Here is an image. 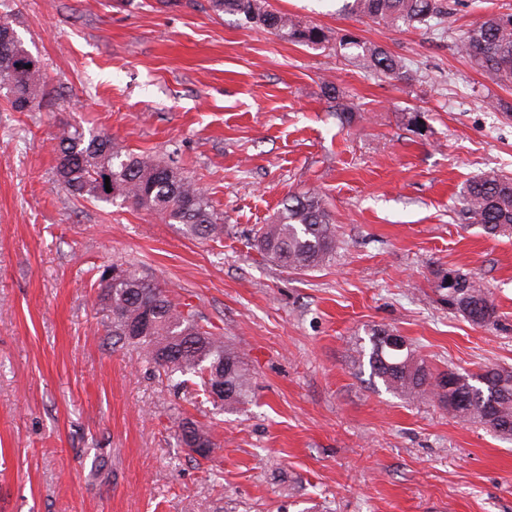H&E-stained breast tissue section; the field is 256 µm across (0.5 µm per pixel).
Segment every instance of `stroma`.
Masks as SVG:
<instances>
[{"label": "stroma", "instance_id": "obj_1", "mask_svg": "<svg viewBox=\"0 0 512 512\" xmlns=\"http://www.w3.org/2000/svg\"><path fill=\"white\" fill-rule=\"evenodd\" d=\"M448 2L433 32L335 0H267L382 45L408 84L210 0H0L45 80L31 111L0 96V512H512V440L386 391L363 356L385 330L436 373L512 368V239L456 213L467 179L512 176V86L456 47L512 0ZM328 82L354 104L350 125ZM409 108L426 135L407 130ZM67 125L181 168L222 216V242L57 187L51 144ZM312 188L336 248L309 271L279 266L256 231ZM94 263L135 265L198 309L248 368L249 403L226 411L168 386L133 346L103 347ZM451 268L488 286L497 325L449 311ZM181 413L211 423V458L182 444Z\"/></svg>", "mask_w": 512, "mask_h": 512}]
</instances>
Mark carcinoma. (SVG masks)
<instances>
[{
    "mask_svg": "<svg viewBox=\"0 0 512 512\" xmlns=\"http://www.w3.org/2000/svg\"><path fill=\"white\" fill-rule=\"evenodd\" d=\"M216 13L240 17L246 24L262 27L280 38L306 45L329 41L325 30L286 13L268 9L266 0H211ZM343 10L359 18L396 29L403 26L427 28L441 24L448 14V0H344ZM12 44L11 52L0 53V92L16 112H28L44 96L41 68L18 70L28 50L17 31L0 20V39ZM345 55L364 68L385 77L410 80L406 65L379 44L351 34L336 36ZM459 50L472 64L491 78L512 82V14H493L469 29L459 40ZM325 93L336 102L344 123L351 122L354 108L340 90L325 85ZM409 130L423 135L427 129L424 113L410 109L404 114ZM55 174L59 185L73 197L89 201L120 199L135 207L157 212L168 224H180L187 235L221 242L224 225L202 188L178 168L147 154H123L112 146L107 134H90L77 127L65 128L55 137ZM111 191H106L105 179ZM459 216L467 224L480 227L491 236H512V177L494 169L483 171L466 182L459 196ZM257 247L273 262L296 270L323 265L336 246L335 227L316 191L288 197L275 220L259 229ZM97 275L91 287L101 288L107 275L112 282L105 292H97L92 307L103 313L104 344L114 347L132 344L161 379L179 387L189 381L210 400L213 377L206 368L224 359V401L221 407L234 410L251 392V377L234 348L202 323L196 309L183 303L134 266L90 268ZM455 278L442 287L448 309L463 305L475 314L473 324L494 325L499 308L492 292L477 277L459 269ZM152 310L147 332L134 335L129 324L146 308ZM387 333L370 336L368 365L372 377L389 391L412 399L426 400L454 377L464 382L455 390L448 413L461 422L479 421L502 436H512V369L488 367L478 373L448 371L434 374L425 361L408 347L390 348ZM181 442L199 441V447L214 451L210 424L183 418L179 424Z\"/></svg>",
    "mask_w": 512,
    "mask_h": 512,
    "instance_id": "1",
    "label": "carcinoma"
}]
</instances>
